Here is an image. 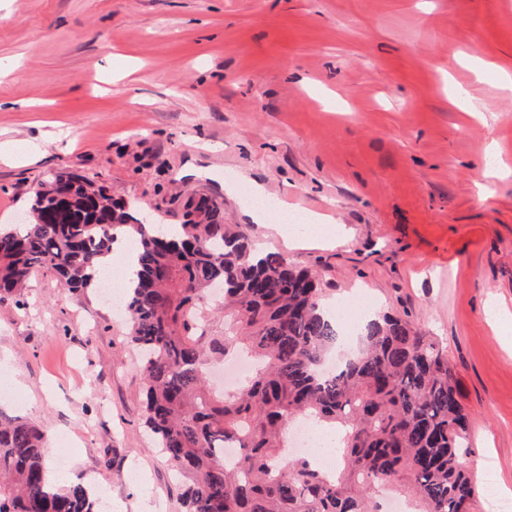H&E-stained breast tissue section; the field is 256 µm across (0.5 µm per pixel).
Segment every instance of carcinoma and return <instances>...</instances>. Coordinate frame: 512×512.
I'll return each instance as SVG.
<instances>
[{
	"label": "carcinoma",
	"instance_id": "1",
	"mask_svg": "<svg viewBox=\"0 0 512 512\" xmlns=\"http://www.w3.org/2000/svg\"><path fill=\"white\" fill-rule=\"evenodd\" d=\"M32 221L0 229V292L25 287L36 267L72 290L100 282L117 235L126 258L129 337L143 354L146 424L188 483L185 512H386L373 497L401 490L414 512H473L472 414L447 349L407 321H368L358 352L322 369L338 323L317 278L278 252L259 250L205 195L162 235L105 188L60 172L36 191ZM224 288V327L203 304ZM243 343L257 367L219 391L207 372ZM296 417L339 427L342 468L327 475L282 441ZM239 448L228 463L217 453ZM48 448L36 426L0 411V512H98L82 484L46 479Z\"/></svg>",
	"mask_w": 512,
	"mask_h": 512
}]
</instances>
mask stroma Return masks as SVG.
<instances>
[{
    "mask_svg": "<svg viewBox=\"0 0 512 512\" xmlns=\"http://www.w3.org/2000/svg\"><path fill=\"white\" fill-rule=\"evenodd\" d=\"M512 0H0V225L66 170L168 224L192 193L437 338L474 416L475 512L512 498ZM342 228L296 249L252 221L253 183ZM498 301L505 317L485 313ZM125 313L35 271L0 297V409L69 442L63 485L121 512H184L144 426Z\"/></svg>",
    "mask_w": 512,
    "mask_h": 512,
    "instance_id": "1",
    "label": "stroma"
}]
</instances>
